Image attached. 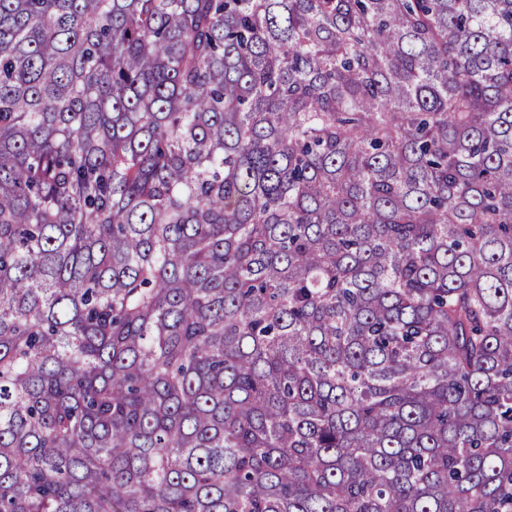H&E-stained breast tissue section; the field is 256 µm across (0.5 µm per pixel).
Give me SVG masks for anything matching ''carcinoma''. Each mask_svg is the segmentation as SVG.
I'll return each mask as SVG.
<instances>
[{"instance_id": "carcinoma-1", "label": "carcinoma", "mask_w": 512, "mask_h": 512, "mask_svg": "<svg viewBox=\"0 0 512 512\" xmlns=\"http://www.w3.org/2000/svg\"><path fill=\"white\" fill-rule=\"evenodd\" d=\"M0 512H512V0H0Z\"/></svg>"}]
</instances>
